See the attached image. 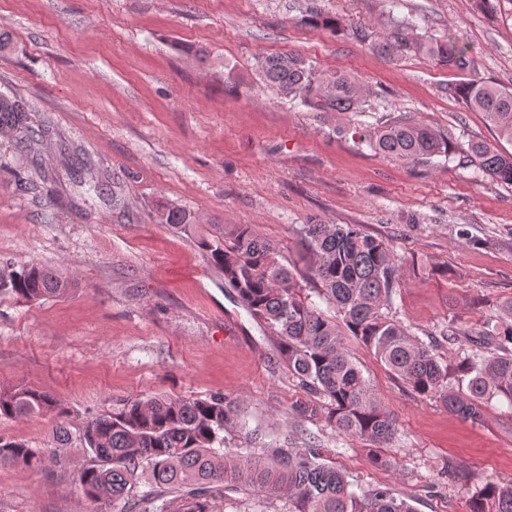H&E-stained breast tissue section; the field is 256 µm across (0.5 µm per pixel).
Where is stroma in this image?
I'll use <instances>...</instances> for the list:
<instances>
[{"mask_svg": "<svg viewBox=\"0 0 512 512\" xmlns=\"http://www.w3.org/2000/svg\"><path fill=\"white\" fill-rule=\"evenodd\" d=\"M314 7L339 31L305 23ZM398 19L415 37L455 34L481 77L512 87V0L487 13L473 0H0V94L45 129L27 149L0 134V268L36 262L77 282L32 303L0 295V389L34 387L58 404L0 418V436L43 452L39 465L0 467V512H121L85 497L79 436L157 394L235 398L246 424L226 433L227 447L259 455L316 440L357 492L390 489L415 512H469L478 485L512 478L511 403L493 397L483 425H471L349 338L397 418L391 467L373 465L196 243L217 224L252 225L330 316L304 273L300 228L313 217L357 225L399 267L387 314L425 342L451 316L473 325L512 297V187L457 157L410 163L359 138L408 114L460 144L512 153L448 93L462 73L370 49ZM270 54L355 76L369 90L363 110L313 112L277 94L259 70ZM164 205L190 211L192 233L160 223ZM210 508L288 512V501L242 492Z\"/></svg>", "mask_w": 512, "mask_h": 512, "instance_id": "35a3bbf8", "label": "stroma"}]
</instances>
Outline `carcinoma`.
I'll return each mask as SVG.
<instances>
[{"label": "carcinoma", "mask_w": 512, "mask_h": 512, "mask_svg": "<svg viewBox=\"0 0 512 512\" xmlns=\"http://www.w3.org/2000/svg\"><path fill=\"white\" fill-rule=\"evenodd\" d=\"M371 49L387 56L414 53L472 75L449 92L484 113L498 137L512 142V89L474 77L477 62L455 36L410 40L396 30L372 42ZM261 70L268 84L314 112H354L367 96L355 77L338 72L318 77L312 64L292 55H268ZM4 128L23 141L36 135L25 106L8 95H0ZM363 141L377 153L415 163L465 153L496 181L512 186V154L484 141H471L464 149L411 116L368 132ZM159 220L184 232L194 224L191 214L177 207L166 209ZM302 233L310 277L335 308L333 318L301 296L293 270L280 263L276 247L251 226L217 224L199 245L224 274L225 285L280 339L288 370L306 390L329 400L330 424L340 434L367 442L375 465H390L382 449L394 438L397 422L345 350V335L374 351L415 393L440 400L473 426L483 424L490 398L502 396L512 404V298L490 311V329L449 319L442 340L466 343L473 351L447 356L439 351L437 338L421 342L382 312L400 280L385 242L352 224L318 220L303 225ZM75 287V280L37 263L0 271V294L28 301L62 297ZM455 373L467 379L466 385L451 382ZM55 405L35 388L0 390V418L32 417ZM240 413L237 401L222 394L153 396L89 421L80 436L89 458L79 476L86 497L122 502L126 512H210L209 502L227 490L258 489L270 497H287L289 512H415L386 489L352 490L345 474L326 463L313 442L271 448L262 457L250 448L219 449ZM41 460L39 449L0 437V466L31 467ZM142 483L150 490L141 494ZM470 512H512V479L485 482L472 494Z\"/></svg>", "instance_id": "carcinoma-1"}]
</instances>
